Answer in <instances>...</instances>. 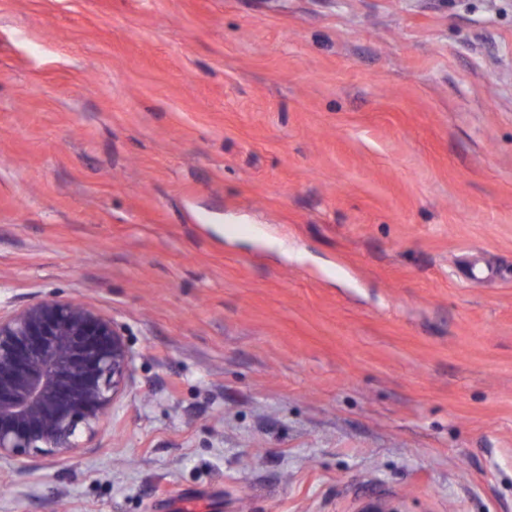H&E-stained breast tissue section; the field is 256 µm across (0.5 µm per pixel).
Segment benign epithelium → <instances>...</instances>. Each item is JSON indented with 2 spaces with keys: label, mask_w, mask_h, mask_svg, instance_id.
<instances>
[{
  "label": "benign epithelium",
  "mask_w": 512,
  "mask_h": 512,
  "mask_svg": "<svg viewBox=\"0 0 512 512\" xmlns=\"http://www.w3.org/2000/svg\"><path fill=\"white\" fill-rule=\"evenodd\" d=\"M132 373L111 317L55 298L0 313V459L65 457L107 425Z\"/></svg>",
  "instance_id": "obj_1"
}]
</instances>
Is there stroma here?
Here are the masks:
<instances>
[{"mask_svg": "<svg viewBox=\"0 0 512 512\" xmlns=\"http://www.w3.org/2000/svg\"><path fill=\"white\" fill-rule=\"evenodd\" d=\"M133 373L0 512H512V0H0V312Z\"/></svg>", "mask_w": 512, "mask_h": 512, "instance_id": "1", "label": "stroma"}]
</instances>
